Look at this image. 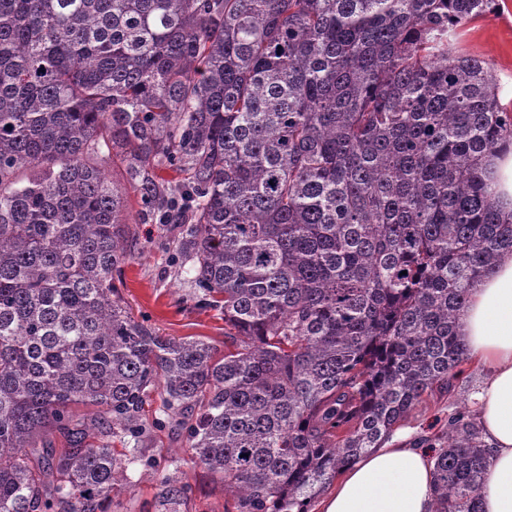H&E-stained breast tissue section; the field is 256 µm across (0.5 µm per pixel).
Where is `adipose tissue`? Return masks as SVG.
<instances>
[{"mask_svg": "<svg viewBox=\"0 0 512 512\" xmlns=\"http://www.w3.org/2000/svg\"><path fill=\"white\" fill-rule=\"evenodd\" d=\"M484 378L473 394L489 457L479 512H512V255L472 289L459 321ZM433 463L426 449L390 437L345 470L320 512H432Z\"/></svg>", "mask_w": 512, "mask_h": 512, "instance_id": "adipose-tissue-1", "label": "adipose tissue"}]
</instances>
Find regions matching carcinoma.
<instances>
[{
  "instance_id": "cac0c4a2",
  "label": "carcinoma",
  "mask_w": 512,
  "mask_h": 512,
  "mask_svg": "<svg viewBox=\"0 0 512 512\" xmlns=\"http://www.w3.org/2000/svg\"><path fill=\"white\" fill-rule=\"evenodd\" d=\"M490 2L0 0V512H112L155 469L153 394L224 512H311L452 391L470 288L512 253L489 164L512 110L448 48ZM116 161L139 220L187 225L224 351L132 316ZM428 446L433 512H478L471 411ZM158 477L183 512L192 486Z\"/></svg>"
}]
</instances>
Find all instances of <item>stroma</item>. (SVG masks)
<instances>
[{
  "mask_svg": "<svg viewBox=\"0 0 512 512\" xmlns=\"http://www.w3.org/2000/svg\"><path fill=\"white\" fill-rule=\"evenodd\" d=\"M453 46L490 63L499 81L501 103L512 105V0H493L484 14L459 29ZM181 231L179 225L156 221L138 225L136 236L127 242L132 259L124 267L122 294L134 317L158 335L192 337L223 347L224 319L199 305L186 274L189 263L176 250ZM481 380L479 370L468 368L451 396L427 398L412 412L405 429L426 435L445 429L449 404L473 406L472 395ZM148 451L162 466L170 459L180 460L181 477L195 490L189 512H224L223 484L194 464L177 426L170 423L155 429ZM157 491L154 475L145 474L136 486H115L112 508L114 512H153Z\"/></svg>",
  "mask_w": 512,
  "mask_h": 512,
  "instance_id": "35a3bbf8",
  "label": "stroma"
}]
</instances>
